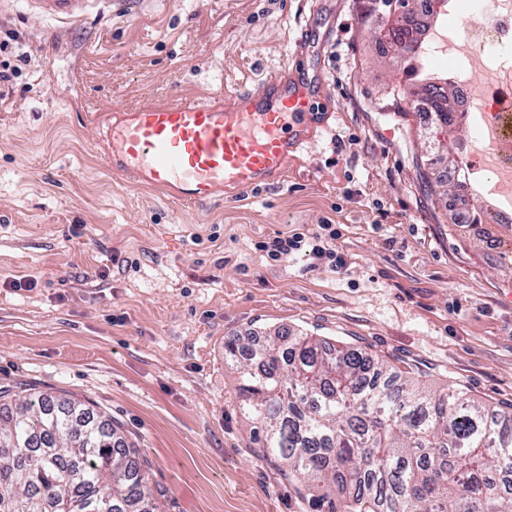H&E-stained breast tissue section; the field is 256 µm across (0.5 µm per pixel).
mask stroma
<instances>
[{
	"label": "stroma",
	"mask_w": 512,
	"mask_h": 512,
	"mask_svg": "<svg viewBox=\"0 0 512 512\" xmlns=\"http://www.w3.org/2000/svg\"><path fill=\"white\" fill-rule=\"evenodd\" d=\"M364 0H114L83 20L0 6L30 54L0 99V387L69 395L121 421L165 512H316L254 451L224 339L286 326L362 348L428 385L512 404V227L490 252L441 208L416 156L430 136L378 109L401 71ZM311 27L300 42L302 27ZM330 89L280 187L190 206L128 186L94 130L157 100L231 97L287 66ZM335 225L345 260L258 250ZM29 282L26 290L15 281Z\"/></svg>",
	"instance_id": "35a3bbf8"
}]
</instances>
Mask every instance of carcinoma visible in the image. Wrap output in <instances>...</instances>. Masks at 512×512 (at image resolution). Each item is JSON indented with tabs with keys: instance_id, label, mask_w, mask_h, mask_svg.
I'll use <instances>...</instances> for the list:
<instances>
[{
	"instance_id": "obj_1",
	"label": "carcinoma",
	"mask_w": 512,
	"mask_h": 512,
	"mask_svg": "<svg viewBox=\"0 0 512 512\" xmlns=\"http://www.w3.org/2000/svg\"><path fill=\"white\" fill-rule=\"evenodd\" d=\"M403 83L384 106L430 104L438 160L458 164L455 92L425 77L416 33L398 29ZM261 457L325 512H512V410L390 369L287 328L224 338ZM121 425L67 396L0 394V512H163L166 491Z\"/></svg>"
}]
</instances>
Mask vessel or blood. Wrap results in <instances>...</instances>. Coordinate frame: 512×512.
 <instances>
[{
    "mask_svg": "<svg viewBox=\"0 0 512 512\" xmlns=\"http://www.w3.org/2000/svg\"><path fill=\"white\" fill-rule=\"evenodd\" d=\"M80 0H31L39 14L76 15ZM316 101L306 77L279 72L224 102L176 97L130 112L106 132L103 160L132 183L201 205L224 190L274 186L308 142Z\"/></svg>",
    "mask_w": 512,
    "mask_h": 512,
    "instance_id": "obj_1",
    "label": "vessel or blood"
}]
</instances>
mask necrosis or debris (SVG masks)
<instances>
[{"label": "necrosis or debris", "instance_id": "necrosis-or-debris-1", "mask_svg": "<svg viewBox=\"0 0 512 512\" xmlns=\"http://www.w3.org/2000/svg\"><path fill=\"white\" fill-rule=\"evenodd\" d=\"M470 7L483 14L482 25L467 27L462 37L435 28L428 31L427 43L447 57L460 118L472 131L463 149L466 162L453 171L458 191L471 196L475 172L481 169L494 175L491 192L499 198L512 195V125H495L482 103L494 92L512 98V0H470Z\"/></svg>", "mask_w": 512, "mask_h": 512}]
</instances>
